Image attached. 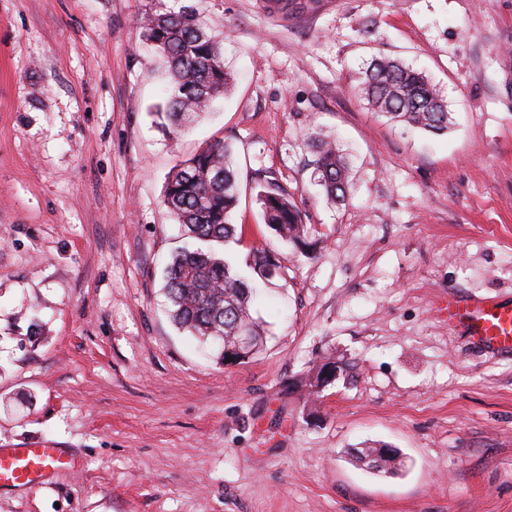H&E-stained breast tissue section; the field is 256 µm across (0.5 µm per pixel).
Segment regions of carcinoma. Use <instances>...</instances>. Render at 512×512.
Here are the masks:
<instances>
[{"label":"carcinoma","instance_id":"obj_1","mask_svg":"<svg viewBox=\"0 0 512 512\" xmlns=\"http://www.w3.org/2000/svg\"><path fill=\"white\" fill-rule=\"evenodd\" d=\"M139 29L165 64L166 98L158 112L165 126L177 129L191 123L228 90L232 76L224 67V41L207 30L192 7L147 14ZM353 92L391 122L435 134L448 131L446 99L422 71L397 59H374ZM311 147L315 179L326 200L343 202L349 185L345 157L336 145L318 138ZM239 183L231 147L219 140L180 164L168 176L163 196V205L198 242L176 252L166 268L170 317L178 329L218 346L221 361L243 332L258 336L252 317L255 278L267 279L278 269L270 248L253 252L250 276L239 271L231 252L215 249L239 242L231 222ZM258 200L274 239L306 245L301 211L286 188L268 180Z\"/></svg>","mask_w":512,"mask_h":512}]
</instances>
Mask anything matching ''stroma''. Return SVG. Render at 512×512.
<instances>
[{"instance_id":"35a3bbf8","label":"stroma","mask_w":512,"mask_h":512,"mask_svg":"<svg viewBox=\"0 0 512 512\" xmlns=\"http://www.w3.org/2000/svg\"><path fill=\"white\" fill-rule=\"evenodd\" d=\"M165 2L0 0V446L83 463L0 489V512H512V354L443 310L452 289L512 303V0H191L234 82L181 133L156 123L162 63L137 27ZM380 53L440 87L446 133L354 96ZM315 132L350 162L336 207ZM217 140L240 260L274 244L266 177L309 241L278 248L263 344L230 368L162 295L185 243L166 179ZM328 359L339 376L309 397ZM383 445L397 474L351 455Z\"/></svg>"}]
</instances>
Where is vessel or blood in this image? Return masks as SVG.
<instances>
[{
    "label": "vessel or blood",
    "mask_w": 512,
    "mask_h": 512,
    "mask_svg": "<svg viewBox=\"0 0 512 512\" xmlns=\"http://www.w3.org/2000/svg\"><path fill=\"white\" fill-rule=\"evenodd\" d=\"M449 324L461 327L473 343L512 353V303L491 297H462L449 293L446 307ZM81 461L61 448L0 447V489L47 484L52 472L78 470Z\"/></svg>",
    "instance_id": "1"
}]
</instances>
